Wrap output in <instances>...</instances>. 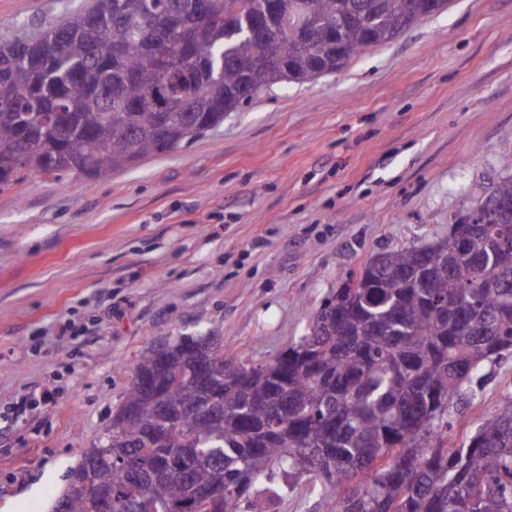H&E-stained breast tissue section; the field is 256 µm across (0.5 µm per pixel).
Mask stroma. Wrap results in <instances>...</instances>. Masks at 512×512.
I'll return each mask as SVG.
<instances>
[{
    "mask_svg": "<svg viewBox=\"0 0 512 512\" xmlns=\"http://www.w3.org/2000/svg\"><path fill=\"white\" fill-rule=\"evenodd\" d=\"M88 2L0 0V41ZM509 152L512 0H450L175 153L25 173L0 191V512H51L158 329L273 360L349 272L446 238ZM487 372L454 443L512 390V354ZM290 484L274 512H331L312 476Z\"/></svg>",
    "mask_w": 512,
    "mask_h": 512,
    "instance_id": "1",
    "label": "stroma"
}]
</instances>
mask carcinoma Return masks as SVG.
<instances>
[{
    "instance_id": "cac0c4a2",
    "label": "carcinoma",
    "mask_w": 512,
    "mask_h": 512,
    "mask_svg": "<svg viewBox=\"0 0 512 512\" xmlns=\"http://www.w3.org/2000/svg\"><path fill=\"white\" fill-rule=\"evenodd\" d=\"M205 0L194 42L156 48L154 26L191 17L198 0H90L33 35L0 41V189L32 170L107 178L175 152L275 85L313 82L397 38L447 0ZM307 33H302V27ZM482 225L470 235L468 222ZM512 175L448 225V237L386 250L347 276L274 360L233 361L183 336L133 366L108 432L107 460L87 469L115 510L269 512L288 479L320 480L332 512H512V391L459 445L452 419L473 379L512 353ZM267 485L254 489L258 478ZM65 512H94L78 490Z\"/></svg>"
}]
</instances>
